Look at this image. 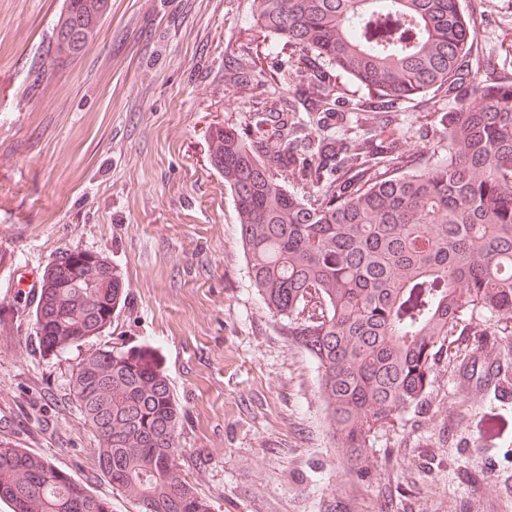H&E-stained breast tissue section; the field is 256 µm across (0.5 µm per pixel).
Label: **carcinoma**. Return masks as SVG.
Listing matches in <instances>:
<instances>
[{
    "instance_id": "carcinoma-1",
    "label": "carcinoma",
    "mask_w": 512,
    "mask_h": 512,
    "mask_svg": "<svg viewBox=\"0 0 512 512\" xmlns=\"http://www.w3.org/2000/svg\"><path fill=\"white\" fill-rule=\"evenodd\" d=\"M111 10L112 0H65L57 59L80 56ZM251 17L290 49L296 96L286 113L253 112L250 138L215 128L210 165L233 198L250 285L315 360L336 444L355 466L376 429L424 408L466 320L512 315V80L475 51V9L462 0H252ZM343 75L367 95L340 93ZM418 98L449 105L424 168L396 153L395 114ZM300 110L322 135L306 137ZM360 112L374 114L377 134L359 132ZM123 292L107 257L59 256L34 314L44 351L99 335ZM71 394L102 477L136 512H211L177 462L179 407L148 353L88 355ZM0 501L11 512H112L47 459L7 445Z\"/></svg>"
}]
</instances>
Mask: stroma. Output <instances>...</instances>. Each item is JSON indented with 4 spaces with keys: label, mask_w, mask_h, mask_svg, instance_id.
<instances>
[{
    "label": "stroma",
    "mask_w": 512,
    "mask_h": 512,
    "mask_svg": "<svg viewBox=\"0 0 512 512\" xmlns=\"http://www.w3.org/2000/svg\"><path fill=\"white\" fill-rule=\"evenodd\" d=\"M252 0H112L97 35L57 60L65 0H0V444L70 473L112 512H134L103 480L94 432L70 398L78 362L108 346L149 351L180 408L177 460L212 512H512V401L461 384L441 360L423 412L380 428L361 477L336 446L318 369L251 287L237 213L209 164V132L246 129L263 101L293 93L288 53H270ZM476 49L512 77V0H484ZM248 75L228 81L224 68ZM399 149L432 161L438 130L403 104ZM65 251L107 256L122 275L112 322L77 349L43 352L37 300L13 274L42 277ZM461 403L453 411L449 402Z\"/></svg>",
    "instance_id": "obj_1"
}]
</instances>
